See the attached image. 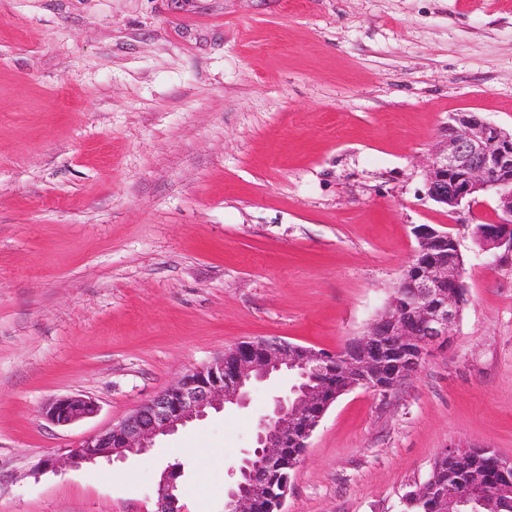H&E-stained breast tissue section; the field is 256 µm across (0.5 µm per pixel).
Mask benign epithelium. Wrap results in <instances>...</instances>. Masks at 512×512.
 Instances as JSON below:
<instances>
[{"instance_id": "1", "label": "benign epithelium", "mask_w": 512, "mask_h": 512, "mask_svg": "<svg viewBox=\"0 0 512 512\" xmlns=\"http://www.w3.org/2000/svg\"><path fill=\"white\" fill-rule=\"evenodd\" d=\"M428 197L451 214L465 203L493 194L502 217L492 224H472L470 234L495 263H512V131L471 112H459L448 123V135L433 151L426 170ZM418 246L388 306L363 334L345 344L356 381L330 388L333 362L329 353L280 340L238 344L211 364L184 374L111 427L91 435L70 450L64 463L78 467L97 458L124 459L153 447L161 436L202 419L212 410L246 404L249 389L277 375L290 382L288 395L275 400L262 419L253 450L231 470L224 493V512H258L271 498L269 477L282 468L288 445L308 447L326 410L356 388L385 397L417 370L423 356L446 345L456 333L466 300L464 263L455 237L429 225L414 228ZM97 411L82 395L60 397L45 408L48 420L67 426ZM494 460L501 478L494 482L470 470L448 483H423L409 495L429 502L430 512H461L467 505L488 507L512 503V459ZM179 473L161 477L155 512H184L176 495Z\"/></svg>"}]
</instances>
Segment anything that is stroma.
I'll return each instance as SVG.
<instances>
[{"label": "stroma", "mask_w": 512, "mask_h": 512, "mask_svg": "<svg viewBox=\"0 0 512 512\" xmlns=\"http://www.w3.org/2000/svg\"><path fill=\"white\" fill-rule=\"evenodd\" d=\"M512 131V0H0V512H224L255 384L126 459L48 469L242 341L340 350L382 312L415 226L452 233L467 302L386 397L340 396L286 512H405L442 449L512 458V265L425 195L448 122ZM80 394L95 415L49 422ZM96 411L97 405L90 398L82 395H68L49 403L45 408V415L52 423L67 426L91 417ZM178 477L179 473L174 469L166 470L163 473L159 483L156 510L154 512H184L175 493Z\"/></svg>", "instance_id": "35a3bbf8"}]
</instances>
